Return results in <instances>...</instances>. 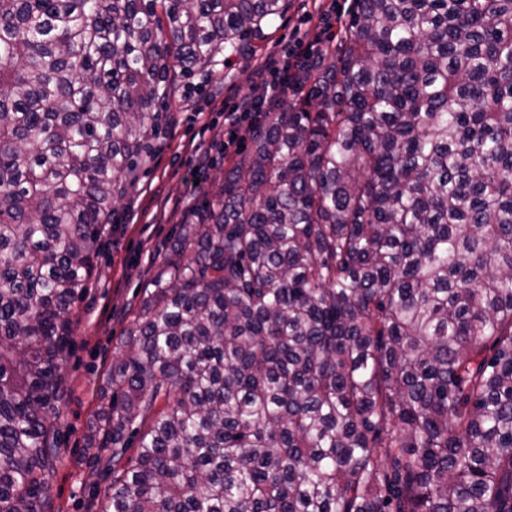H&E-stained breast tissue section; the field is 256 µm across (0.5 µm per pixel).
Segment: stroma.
I'll list each match as a JSON object with an SVG mask.
<instances>
[{
	"mask_svg": "<svg viewBox=\"0 0 512 512\" xmlns=\"http://www.w3.org/2000/svg\"><path fill=\"white\" fill-rule=\"evenodd\" d=\"M310 9L309 0H288L285 16L267 28L253 52L176 76L167 128L118 203L120 220L107 225L93 282L75 307L63 407L55 421L59 453L43 512H101L112 488V462L108 450L91 440L116 346L151 288L164 244L219 188L230 163L216 157L206 184L192 195L185 185L188 165L223 132V102L249 93L258 69L285 54L296 29L306 27Z\"/></svg>",
	"mask_w": 512,
	"mask_h": 512,
	"instance_id": "stroma-1",
	"label": "stroma"
}]
</instances>
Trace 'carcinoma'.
I'll list each match as a JSON object with an SVG mask.
<instances>
[{
  "label": "carcinoma",
  "instance_id": "cac0c4a2",
  "mask_svg": "<svg viewBox=\"0 0 512 512\" xmlns=\"http://www.w3.org/2000/svg\"><path fill=\"white\" fill-rule=\"evenodd\" d=\"M287 7L0 0V512H42L74 309L172 73ZM313 68L120 340L102 512H512V0H353Z\"/></svg>",
  "mask_w": 512,
  "mask_h": 512
}]
</instances>
